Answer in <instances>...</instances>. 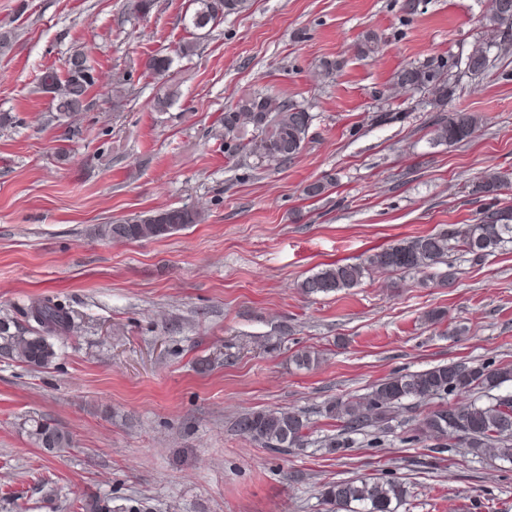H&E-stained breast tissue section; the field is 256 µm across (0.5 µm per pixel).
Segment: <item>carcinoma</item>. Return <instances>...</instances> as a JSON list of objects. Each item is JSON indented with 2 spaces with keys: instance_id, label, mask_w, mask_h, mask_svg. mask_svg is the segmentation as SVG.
I'll list each match as a JSON object with an SVG mask.
<instances>
[{
  "instance_id": "carcinoma-1",
  "label": "carcinoma",
  "mask_w": 512,
  "mask_h": 512,
  "mask_svg": "<svg viewBox=\"0 0 512 512\" xmlns=\"http://www.w3.org/2000/svg\"><path fill=\"white\" fill-rule=\"evenodd\" d=\"M196 8L184 16L185 28L192 37L206 35L215 25L232 14H241L251 7V0H193ZM500 0H491L481 23L486 40L473 47L464 61L465 71L473 76L487 67L489 51L496 47L506 53L504 45L507 24L499 8ZM171 59L154 55L146 69L154 75L166 74ZM395 85L405 89H424L438 107L448 104L455 85L445 64L428 61L407 63L393 77ZM41 90L51 95L56 111L70 117L89 107L88 94L95 85L93 68L81 54H74L65 65V77L47 70L39 78ZM313 115L306 109L272 93L244 95L224 111V143L255 159L256 164L286 163L303 150ZM482 125V118L472 112H451L437 120L435 140L453 144L464 141ZM506 182L500 172L490 168L481 173L473 193L497 198ZM202 221V214L193 207L182 206L153 211L119 219L102 228L103 235L113 242H135L169 236L191 224ZM512 243V208L488 209L474 224H462L446 232L416 236L403 243L382 247L355 263L336 261L306 277L301 283L308 296L354 288L371 271L426 273L445 262L448 254L461 249L481 260ZM35 327L11 338V350L23 362L44 367L55 357L50 339L68 332L72 327L69 308L53 297L38 301L27 313ZM512 380V368H493L488 364L449 363L430 369L388 377L356 400H336L325 407V414L341 423L342 433L327 441L339 452L354 443L353 436L367 427H381L393 420L404 401L431 402L442 400L420 422L421 435L438 441L463 439V446L475 455L490 454L512 463V394L496 390ZM482 393L486 401L449 403L451 394ZM237 429L268 448L301 446L307 419L286 409L247 411L236 423ZM34 436L43 448H60L68 436L49 423H38ZM406 487L396 480L365 478L340 480L328 484L322 493L332 512H396L395 507L407 496Z\"/></svg>"
}]
</instances>
